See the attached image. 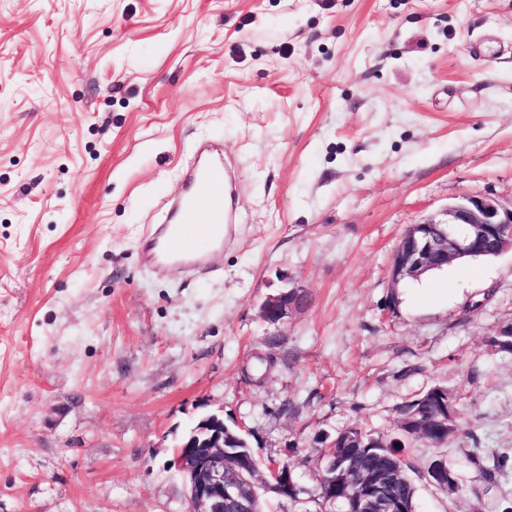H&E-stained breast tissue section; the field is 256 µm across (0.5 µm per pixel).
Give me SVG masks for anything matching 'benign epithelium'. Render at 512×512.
I'll return each mask as SVG.
<instances>
[{
    "instance_id": "obj_1",
    "label": "benign epithelium",
    "mask_w": 512,
    "mask_h": 512,
    "mask_svg": "<svg viewBox=\"0 0 512 512\" xmlns=\"http://www.w3.org/2000/svg\"><path fill=\"white\" fill-rule=\"evenodd\" d=\"M512 251V209L504 210L495 201L464 196L448 206L440 217L411 225L401 237L392 258V282L420 280L448 264L467 257ZM285 285L265 297L259 307L262 322L277 326L292 313L310 304L307 289L281 276ZM212 432H207V428ZM198 433H208L207 446L196 448L184 444L176 449L169 467L182 478L189 509L187 512H231L255 492L247 478L248 468L238 466L233 474L224 466V421L215 420ZM257 481L266 492L284 494L298 489L292 473H283L277 461L259 470ZM365 490L354 507L346 512H397L400 504L387 497L381 483L370 476L362 479Z\"/></svg>"
}]
</instances>
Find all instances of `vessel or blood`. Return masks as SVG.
<instances>
[{
  "instance_id": "1",
  "label": "vessel or blood",
  "mask_w": 512,
  "mask_h": 512,
  "mask_svg": "<svg viewBox=\"0 0 512 512\" xmlns=\"http://www.w3.org/2000/svg\"><path fill=\"white\" fill-rule=\"evenodd\" d=\"M232 181L222 149L200 148L168 223L158 225L147 239L155 268L173 264L195 268L204 263L206 248L220 249L230 242L236 229Z\"/></svg>"
}]
</instances>
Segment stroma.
Masks as SVG:
<instances>
[{
  "mask_svg": "<svg viewBox=\"0 0 512 512\" xmlns=\"http://www.w3.org/2000/svg\"><path fill=\"white\" fill-rule=\"evenodd\" d=\"M237 180V233L154 272L196 144ZM474 195L512 207V0H0V512H186L168 462L211 413L288 462L316 512L325 436L394 433L456 395L455 499L512 501V251L391 283L410 225ZM309 306L258 316L281 275ZM277 365L245 382L259 360Z\"/></svg>",
  "mask_w": 512,
  "mask_h": 512,
  "instance_id": "35a3bbf8",
  "label": "stroma"
}]
</instances>
